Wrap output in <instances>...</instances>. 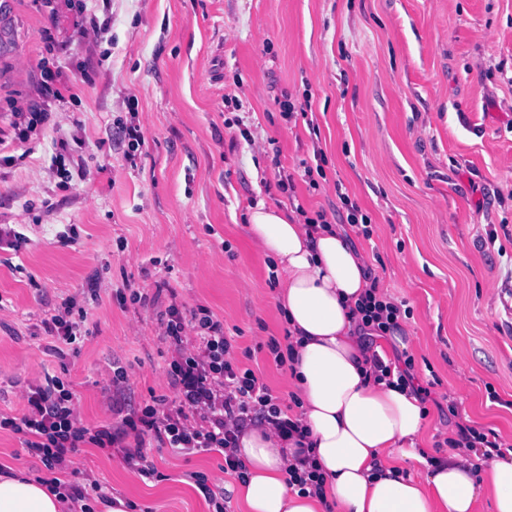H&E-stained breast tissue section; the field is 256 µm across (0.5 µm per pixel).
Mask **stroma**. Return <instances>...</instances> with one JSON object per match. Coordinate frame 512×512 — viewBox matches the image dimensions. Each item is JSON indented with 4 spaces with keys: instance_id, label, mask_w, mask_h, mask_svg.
Segmentation results:
<instances>
[{
    "instance_id": "stroma-1",
    "label": "stroma",
    "mask_w": 512,
    "mask_h": 512,
    "mask_svg": "<svg viewBox=\"0 0 512 512\" xmlns=\"http://www.w3.org/2000/svg\"><path fill=\"white\" fill-rule=\"evenodd\" d=\"M90 17L101 39L80 35ZM46 66L69 81L50 126L17 145L13 112L42 99ZM287 98L310 100L309 114L286 117ZM133 108L144 142L129 161ZM59 153L66 181L50 166ZM343 193L370 236L347 226ZM259 200L346 225L401 303L412 342L388 358L412 361L430 391L429 456L461 423L512 444V0H0V226L26 236L0 239V416L25 413L48 375L91 428L172 396L158 318L173 303L223 321L233 364L295 413L268 348L287 330L277 269L246 224ZM129 289L145 302L121 301ZM67 299L87 334L59 353L43 321ZM144 453L158 478L115 449H81L72 467L134 512H214L198 479L238 482L218 452ZM8 467L50 476L0 429Z\"/></svg>"
}]
</instances>
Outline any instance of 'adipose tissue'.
Wrapping results in <instances>:
<instances>
[{
  "mask_svg": "<svg viewBox=\"0 0 512 512\" xmlns=\"http://www.w3.org/2000/svg\"><path fill=\"white\" fill-rule=\"evenodd\" d=\"M256 250L280 278L276 304L291 345L287 378L298 433L262 422L238 435L233 456L248 475L246 512H512V453L475 467L468 448L431 458L420 445L428 411L410 388L375 378L373 352L353 313L371 279L368 258L332 224L308 226L257 202L248 211ZM313 456L320 489L289 485ZM0 512H67L49 483L17 468L0 474Z\"/></svg>",
  "mask_w": 512,
  "mask_h": 512,
  "instance_id": "1",
  "label": "adipose tissue"
}]
</instances>
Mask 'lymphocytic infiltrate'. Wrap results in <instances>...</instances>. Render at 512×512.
Instances as JSON below:
<instances>
[{"instance_id":"lymphocytic-infiltrate-1","label":"lymphocytic infiltrate","mask_w":512,"mask_h":512,"mask_svg":"<svg viewBox=\"0 0 512 512\" xmlns=\"http://www.w3.org/2000/svg\"><path fill=\"white\" fill-rule=\"evenodd\" d=\"M378 290V282H371L356 311L365 330L383 333L397 321L401 309ZM159 322L163 336L176 352L167 372L176 408H168L166 398L159 397L151 405L128 411L116 424L92 429L75 415L72 391L54 377L46 385L30 388L25 395V413L0 419V428L20 434L28 453L51 472L67 468L71 456L82 446L109 449L133 434L186 455L222 453L225 470L244 478L242 464L231 453L238 426L265 420L285 435L297 431V422L286 416L278 397L253 370L243 371L233 365L232 343L224 334L223 323L209 309L199 307L185 313L172 305ZM190 331L199 339L194 350L183 345ZM192 413L199 416L200 425L189 424Z\"/></svg>"}]
</instances>
